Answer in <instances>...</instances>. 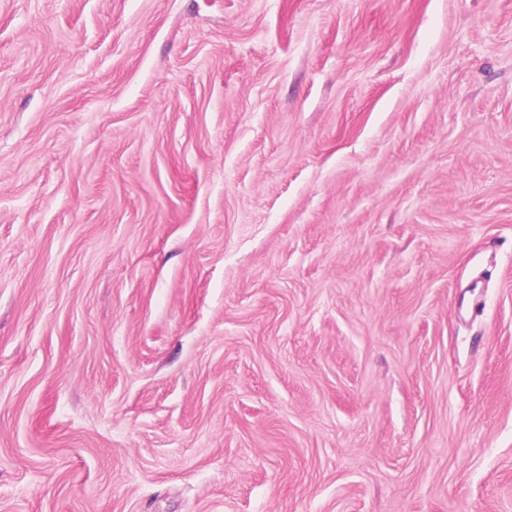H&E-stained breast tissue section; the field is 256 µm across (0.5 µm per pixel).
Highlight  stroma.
<instances>
[{
  "label": "stroma",
  "instance_id": "obj_1",
  "mask_svg": "<svg viewBox=\"0 0 512 512\" xmlns=\"http://www.w3.org/2000/svg\"><path fill=\"white\" fill-rule=\"evenodd\" d=\"M0 512H512V0H0Z\"/></svg>",
  "mask_w": 512,
  "mask_h": 512
}]
</instances>
